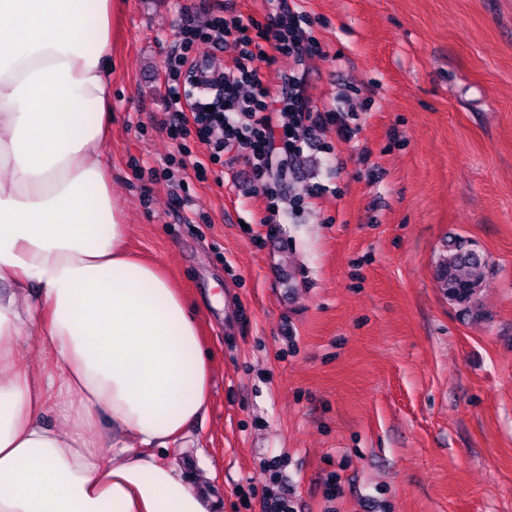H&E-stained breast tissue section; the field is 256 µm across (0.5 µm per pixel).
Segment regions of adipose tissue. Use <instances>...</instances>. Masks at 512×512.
Returning <instances> with one entry per match:
<instances>
[{
    "label": "adipose tissue",
    "instance_id": "adipose-tissue-1",
    "mask_svg": "<svg viewBox=\"0 0 512 512\" xmlns=\"http://www.w3.org/2000/svg\"><path fill=\"white\" fill-rule=\"evenodd\" d=\"M111 14L0 0V512H211L161 460L206 413L211 366L112 198ZM25 333L50 370L17 367Z\"/></svg>",
    "mask_w": 512,
    "mask_h": 512
}]
</instances>
